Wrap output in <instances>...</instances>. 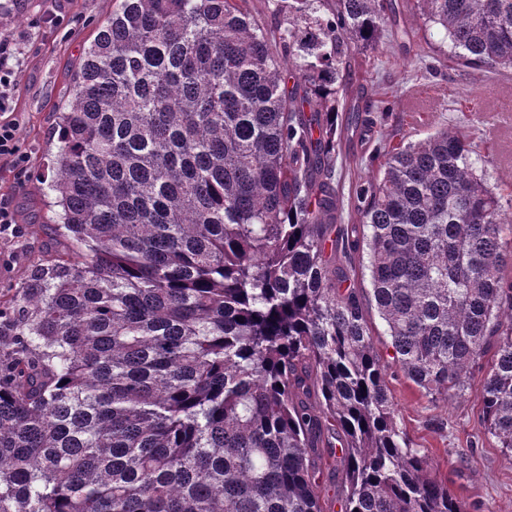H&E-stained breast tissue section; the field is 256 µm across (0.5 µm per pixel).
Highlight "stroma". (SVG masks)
<instances>
[{
    "label": "stroma",
    "mask_w": 512,
    "mask_h": 512,
    "mask_svg": "<svg viewBox=\"0 0 512 512\" xmlns=\"http://www.w3.org/2000/svg\"><path fill=\"white\" fill-rule=\"evenodd\" d=\"M112 13V0H22L0 12V36L18 40L21 78L12 105L19 122V145L28 157L25 171L0 160V196L18 212L14 231L0 234V308L12 299L38 258L63 250L51 231L45 180L58 145V114L84 48ZM59 23H52V16ZM391 17L409 33L406 43L384 34L376 53L354 54V84L365 89L363 104L372 129L342 123L336 152L337 224L359 226L353 191L369 178V158L400 139L418 140L448 129L473 141L487 183L502 197L512 196V176L496 159L498 131L475 114L474 104L493 89L495 106L512 105L511 71H471L456 65L446 51L427 44L414 0H393ZM392 112H385L386 104ZM386 382L400 428L424 453L434 475L447 484L466 512H512V458L486 430L480 395L483 373L471 371L461 395L431 399L396 366Z\"/></svg>",
    "instance_id": "1"
}]
</instances>
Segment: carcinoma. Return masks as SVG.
Returning a JSON list of instances; mask_svg holds the SVG:
<instances>
[{"mask_svg":"<svg viewBox=\"0 0 512 512\" xmlns=\"http://www.w3.org/2000/svg\"><path fill=\"white\" fill-rule=\"evenodd\" d=\"M457 63L512 69V0H416ZM113 0L58 114L65 250L0 308V512H464L397 422L392 359L481 394L512 457V199L448 129L386 144L332 235L344 71L384 0ZM364 249L370 288H345ZM338 264L328 269L326 252Z\"/></svg>","mask_w":512,"mask_h":512,"instance_id":"cac0c4a2","label":"carcinoma"}]
</instances>
